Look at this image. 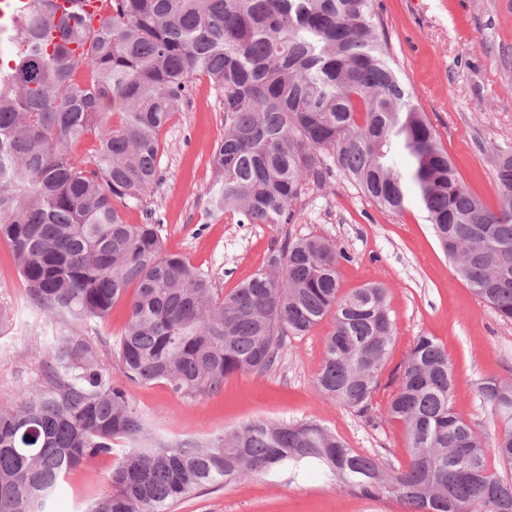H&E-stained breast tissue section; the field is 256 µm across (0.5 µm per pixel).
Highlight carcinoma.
<instances>
[{
	"instance_id": "obj_1",
	"label": "carcinoma",
	"mask_w": 512,
	"mask_h": 512,
	"mask_svg": "<svg viewBox=\"0 0 512 512\" xmlns=\"http://www.w3.org/2000/svg\"><path fill=\"white\" fill-rule=\"evenodd\" d=\"M96 30L56 21L34 0L0 33L17 47L0 63V239L13 254L25 302L55 321L41 381L0 410V512H47L59 481L82 464L124 452L109 491L86 512H168L219 487L303 461L326 467L366 498L409 512H512V381L489 379L483 404L500 422L494 445L453 409V369L419 336L381 414L373 396L395 324L378 284L340 291L347 258L329 240L285 238L268 264L229 295L186 258L164 252L160 225L130 224L157 187L159 134L205 75L223 95L224 138L214 148L215 209L248 224H288L307 186L337 171L378 206L426 212L456 274L512 322V153L499 156L501 198L470 192L426 114L389 63L372 0H111ZM65 36L47 51L46 35ZM90 43L76 57L69 45ZM80 69L89 83L76 79ZM120 115L114 126L110 113ZM96 147L78 157L86 135ZM407 159L402 167L399 158ZM133 291L115 341L135 385L163 382L180 397L217 393L236 373H264L290 336L326 316L333 326L317 391L376 424L401 423L409 459L385 470L313 422H251L214 437L166 439L112 384L100 335Z\"/></svg>"
}]
</instances>
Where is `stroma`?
Segmentation results:
<instances>
[{
    "mask_svg": "<svg viewBox=\"0 0 512 512\" xmlns=\"http://www.w3.org/2000/svg\"><path fill=\"white\" fill-rule=\"evenodd\" d=\"M373 21L389 59L413 101L427 113L460 179L488 207L500 187L498 154L512 151V0H373ZM224 136L223 97L208 77L193 78L181 112L161 130V183L141 206L123 210L132 224L159 221L164 249L207 272L230 294L265 266L284 238L321 236L347 255L340 288L349 293L378 282L388 291L395 333L379 376L375 405H385L400 366L418 336L439 341L453 366L455 412L494 443L497 420L479 393L488 379H512V323L501 321L456 278L431 224L417 204L400 214L381 209L343 174L324 187L309 186L288 224H241L215 211L209 189L216 180L213 150ZM0 305L11 311L0 331V408L18 403L38 380L50 319L24 301V285L10 248L0 240ZM332 318L308 334L290 337L277 367L237 373L214 395L175 396L166 384L133 385L115 369L113 349L102 358L117 385L154 431L175 439L211 437L255 420L314 421L357 453L384 468L403 467L408 444L403 425H369L315 388ZM110 461L97 460L59 483L53 512H85L106 488ZM170 512H406L396 499L365 498L314 467L299 476L281 469L203 488Z\"/></svg>",
    "mask_w": 512,
    "mask_h": 512,
    "instance_id": "stroma-1",
    "label": "stroma"
}]
</instances>
